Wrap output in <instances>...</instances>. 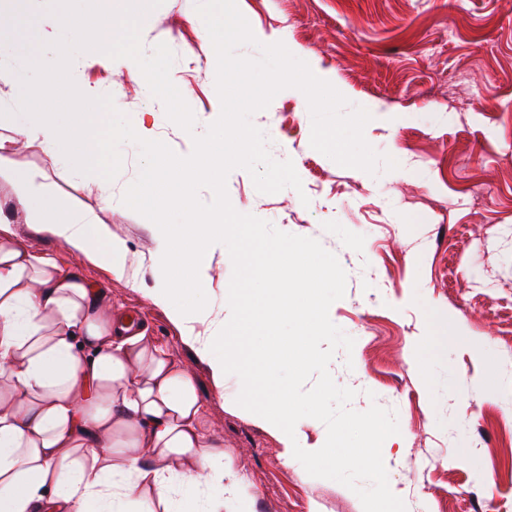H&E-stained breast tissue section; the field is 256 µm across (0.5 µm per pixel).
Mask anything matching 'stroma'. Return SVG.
Segmentation results:
<instances>
[{
    "instance_id": "35a3bbf8",
    "label": "stroma",
    "mask_w": 512,
    "mask_h": 512,
    "mask_svg": "<svg viewBox=\"0 0 512 512\" xmlns=\"http://www.w3.org/2000/svg\"><path fill=\"white\" fill-rule=\"evenodd\" d=\"M196 0H164L143 19L144 53L166 43L175 53L171 79L187 89L194 129L204 134L221 111L216 57L199 42ZM259 42L299 47L312 71L336 83L351 105L367 109L366 141L399 167L368 174L337 165L310 145L311 117L297 94L279 92L252 122L271 156L292 160L302 191L257 192L249 173L230 172L233 207L281 231L317 239L347 274L345 295L329 310L353 338L329 369L355 390L350 407L395 413L388 480L404 492L406 512H512V0H237ZM50 12L23 0L0 26V107L16 108L24 44ZM66 83L119 98L130 120L147 113L155 139L185 149V132L126 71L79 60ZM123 168L104 200L99 175L70 173L61 195L97 211L125 240L132 281L77 261L47 233L3 211L23 245L77 268L113 309L141 327L173 359L194 370L206 435L223 442L245 497L204 486L207 512H363L344 485L285 462L277 435L236 403L241 383L216 388L206 363L183 341L164 307L151 303L156 240L122 196L137 178L136 145H122ZM426 356L430 383L412 363ZM488 390L476 388L478 379ZM492 424L477 431V421Z\"/></svg>"
}]
</instances>
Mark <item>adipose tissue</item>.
<instances>
[{
    "mask_svg": "<svg viewBox=\"0 0 512 512\" xmlns=\"http://www.w3.org/2000/svg\"><path fill=\"white\" fill-rule=\"evenodd\" d=\"M68 50L36 54L41 85L23 89L34 121L0 135V183L27 224L127 275L128 248L98 213L63 197L43 169H20L13 147L37 143L84 166L100 152L92 88L57 109ZM194 373L132 329L80 275L22 246L0 219V512H192L169 497L172 476L225 493L244 485L223 443L202 428Z\"/></svg>",
    "mask_w": 512,
    "mask_h": 512,
    "instance_id": "ef3b65f1",
    "label": "adipose tissue"
}]
</instances>
